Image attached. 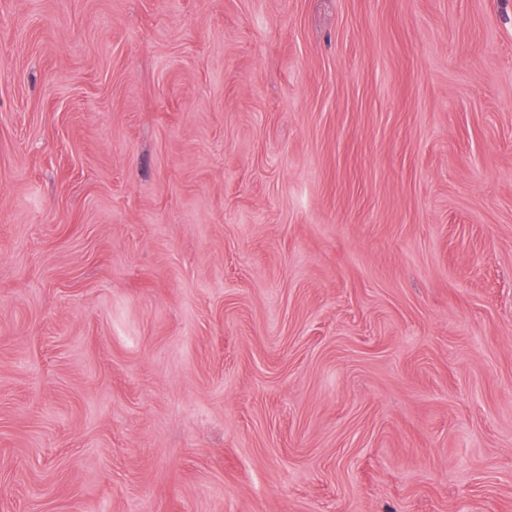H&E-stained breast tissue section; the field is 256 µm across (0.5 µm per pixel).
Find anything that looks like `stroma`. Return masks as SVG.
Returning a JSON list of instances; mask_svg holds the SVG:
<instances>
[{
  "label": "stroma",
  "mask_w": 512,
  "mask_h": 512,
  "mask_svg": "<svg viewBox=\"0 0 512 512\" xmlns=\"http://www.w3.org/2000/svg\"><path fill=\"white\" fill-rule=\"evenodd\" d=\"M0 512H512V0H0Z\"/></svg>",
  "instance_id": "obj_1"
}]
</instances>
